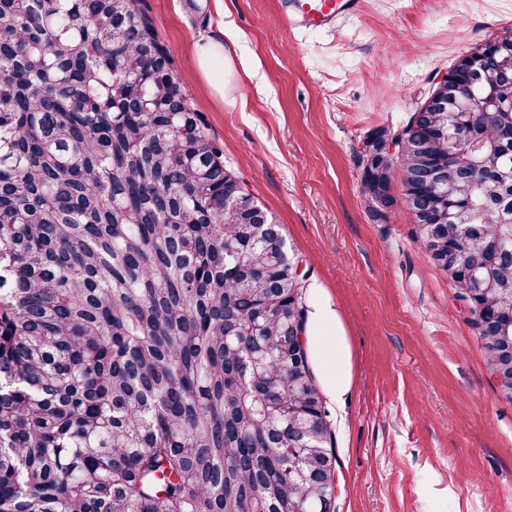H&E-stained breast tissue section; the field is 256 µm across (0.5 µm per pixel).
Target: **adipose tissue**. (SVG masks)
I'll return each mask as SVG.
<instances>
[{"label": "adipose tissue", "instance_id": "1", "mask_svg": "<svg viewBox=\"0 0 512 512\" xmlns=\"http://www.w3.org/2000/svg\"><path fill=\"white\" fill-rule=\"evenodd\" d=\"M305 341L326 397L335 404L343 402L352 387L351 352L335 305L320 287L311 292Z\"/></svg>", "mask_w": 512, "mask_h": 512}]
</instances>
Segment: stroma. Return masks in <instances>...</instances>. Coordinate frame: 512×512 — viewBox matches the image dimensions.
<instances>
[{
    "mask_svg": "<svg viewBox=\"0 0 512 512\" xmlns=\"http://www.w3.org/2000/svg\"><path fill=\"white\" fill-rule=\"evenodd\" d=\"M278 0H141L224 167L281 224L326 289L353 383L328 410L339 464L331 512H512V401L447 276L398 201L374 218L366 138L400 131L436 75L512 30V0H365L327 31H292ZM224 42V90L195 50Z\"/></svg>",
    "mask_w": 512,
    "mask_h": 512,
    "instance_id": "obj_1",
    "label": "stroma"
}]
</instances>
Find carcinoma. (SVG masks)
<instances>
[{
    "mask_svg": "<svg viewBox=\"0 0 512 512\" xmlns=\"http://www.w3.org/2000/svg\"><path fill=\"white\" fill-rule=\"evenodd\" d=\"M141 0H0V512H297L336 470L281 225L235 176ZM450 70L464 92L512 98ZM400 138L401 153L386 151ZM512 339V112L419 107L364 142L383 217Z\"/></svg>",
    "mask_w": 512,
    "mask_h": 512,
    "instance_id": "obj_1",
    "label": "carcinoma"
}]
</instances>
